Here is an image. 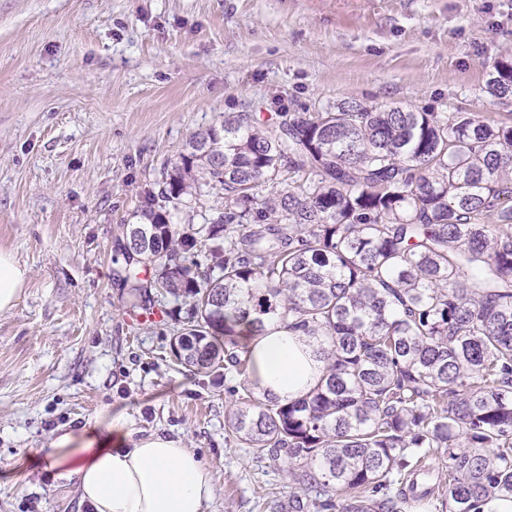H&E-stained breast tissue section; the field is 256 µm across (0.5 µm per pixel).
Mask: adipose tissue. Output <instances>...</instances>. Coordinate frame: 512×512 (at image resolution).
Wrapping results in <instances>:
<instances>
[{
    "instance_id": "ef3b65f1",
    "label": "adipose tissue",
    "mask_w": 512,
    "mask_h": 512,
    "mask_svg": "<svg viewBox=\"0 0 512 512\" xmlns=\"http://www.w3.org/2000/svg\"><path fill=\"white\" fill-rule=\"evenodd\" d=\"M28 277L27 266L0 251V312L15 306ZM247 350L254 387L282 400L305 395L325 370L309 337L276 324L248 337ZM39 455L44 471L75 482L95 512H206L215 497L210 467L181 439L139 437L114 419L63 431Z\"/></svg>"
}]
</instances>
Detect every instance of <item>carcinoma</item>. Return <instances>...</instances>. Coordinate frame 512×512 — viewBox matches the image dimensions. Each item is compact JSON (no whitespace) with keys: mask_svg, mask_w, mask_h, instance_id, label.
Segmentation results:
<instances>
[{"mask_svg":"<svg viewBox=\"0 0 512 512\" xmlns=\"http://www.w3.org/2000/svg\"><path fill=\"white\" fill-rule=\"evenodd\" d=\"M485 89L511 99L512 64ZM135 215L123 281L174 304L181 365L236 374L225 432L288 459L284 512H410L438 457L448 512L512 496L511 122L353 102L226 112ZM272 322L325 362L300 399L252 385L241 336Z\"/></svg>","mask_w":512,"mask_h":512,"instance_id":"carcinoma-1","label":"carcinoma"}]
</instances>
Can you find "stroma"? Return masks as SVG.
<instances>
[{"instance_id":"35a3bbf8","label":"stroma","mask_w":512,"mask_h":512,"mask_svg":"<svg viewBox=\"0 0 512 512\" xmlns=\"http://www.w3.org/2000/svg\"><path fill=\"white\" fill-rule=\"evenodd\" d=\"M512 0H0V250L29 269L0 313V512H94L36 450L112 413L212 469L207 512H280L287 462L224 430L237 377L177 364L163 302L139 321L124 227L190 135L340 102L512 116ZM486 92L492 97L508 100L512 98V64L498 62L488 74Z\"/></svg>"}]
</instances>
